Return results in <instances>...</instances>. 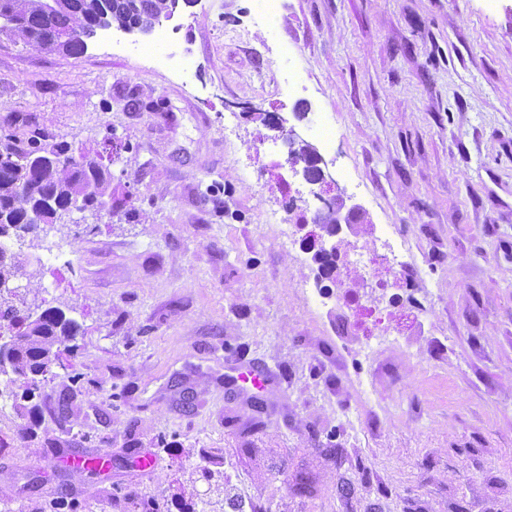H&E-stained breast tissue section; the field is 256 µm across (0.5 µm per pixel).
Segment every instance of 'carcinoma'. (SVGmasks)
<instances>
[{
	"mask_svg": "<svg viewBox=\"0 0 512 512\" xmlns=\"http://www.w3.org/2000/svg\"><path fill=\"white\" fill-rule=\"evenodd\" d=\"M178 0H0V33L39 48L59 40L55 50L80 54L86 39L99 28L150 30L171 16ZM111 175L100 159L78 155L63 143H47L37 135L27 140L8 133L0 137V241L39 237L44 225L80 201L92 210L105 200ZM34 277L15 254L0 250V283ZM11 298L0 299V327L15 337L14 357L0 374L18 382L23 395L36 388L37 374L61 361L66 338L79 325L58 307L35 320Z\"/></svg>",
	"mask_w": 512,
	"mask_h": 512,
	"instance_id": "cac0c4a2",
	"label": "carcinoma"
}]
</instances>
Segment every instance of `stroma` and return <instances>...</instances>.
Here are the masks:
<instances>
[{
	"instance_id": "35a3bbf8",
	"label": "stroma",
	"mask_w": 512,
	"mask_h": 512,
	"mask_svg": "<svg viewBox=\"0 0 512 512\" xmlns=\"http://www.w3.org/2000/svg\"><path fill=\"white\" fill-rule=\"evenodd\" d=\"M250 3L179 0L189 79L151 32L78 55L0 34V116L100 153L118 204L20 243L59 251L27 309L81 329L37 410L0 375V512H512V0H281L270 26ZM321 115L361 208L338 251L386 224L417 271L370 336L312 303L276 211L271 165ZM248 365L263 390L227 384Z\"/></svg>"
}]
</instances>
